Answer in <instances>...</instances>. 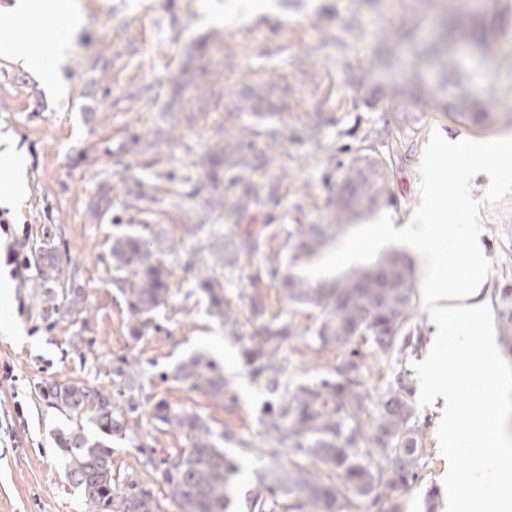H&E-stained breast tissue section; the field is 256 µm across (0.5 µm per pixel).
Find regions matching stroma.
<instances>
[{
    "instance_id": "obj_1",
    "label": "stroma",
    "mask_w": 512,
    "mask_h": 512,
    "mask_svg": "<svg viewBox=\"0 0 512 512\" xmlns=\"http://www.w3.org/2000/svg\"><path fill=\"white\" fill-rule=\"evenodd\" d=\"M84 19L74 49L62 65L65 92L49 93L43 83L0 59V142L16 143L26 165V193L7 209L26 235L15 244L27 260L22 273L0 264L10 298L0 304V512H84L69 486L55 443L58 429L71 427L67 415L42 400L41 382L86 381L112 395L133 392L139 405L125 435L112 439V475L120 491L160 479L162 461L184 452L189 442L179 429L151 419L154 403L199 416L221 448L239 466L235 512H251L250 493L270 463L265 423L276 403L249 365L245 352L259 337L251 303L263 300L267 317L293 322L298 330L277 353L290 388L335 377L342 353L320 350L312 330L319 311L287 300L269 269L299 274L308 265L295 247L308 225L329 223L330 202L354 149L369 139L389 153L399 134L406 145L393 164L391 205L384 211L405 221L419 204V165L431 131L446 139L485 140L512 135V97L497 101L500 117L478 129L449 121L431 105L417 103L402 116L376 106L371 88L347 83L348 72L377 67L384 35L413 29L400 46L397 78L408 77L416 45L442 30V12L423 0H254L244 12L240 0H73ZM483 58L461 55L474 96L496 79L512 59V22L495 29ZM288 80L287 99L270 93L263 117L240 113L250 88ZM326 123L314 137L304 127L315 113ZM244 124L261 132L275 128L280 143L268 149L255 138L261 167L245 171L255 184L280 181V206L256 205L240 224L267 225L268 244L241 257L224 272V291L241 313L236 332L210 316L198 273L188 266L193 242L183 226L196 219L205 199L222 198L227 184H214L197 162L225 133ZM157 182L155 199L134 196L139 183ZM108 191L109 212L94 216L89 202ZM481 242L493 270L486 286L496 339L512 362V215L495 220L481 210ZM164 225L171 241L161 256L170 273L171 296L157 309L147 333L132 335L125 294L110 247L114 235L150 239ZM57 258L62 283H43L37 267ZM417 346L395 340L385 352L361 344V390L368 417L398 373L413 375L434 341L428 314L415 302L403 329ZM229 349L232 362L215 356ZM205 356L223 374L225 398L191 389L176 380L180 362ZM129 365L133 380L116 376ZM443 399L416 408L424 437L416 484L399 492L402 512H446L442 477L446 462L436 431Z\"/></svg>"
}]
</instances>
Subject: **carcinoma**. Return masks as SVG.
I'll return each mask as SVG.
<instances>
[{"label": "carcinoma", "instance_id": "carcinoma-1", "mask_svg": "<svg viewBox=\"0 0 512 512\" xmlns=\"http://www.w3.org/2000/svg\"><path fill=\"white\" fill-rule=\"evenodd\" d=\"M462 38L441 36L425 43L416 51L415 61L434 60L443 67L458 54L461 40L476 50H488L482 26L462 28ZM411 81L381 85L377 101L386 108L407 114L414 101L431 96L424 91L420 72L411 73ZM457 95L455 102L447 99L436 102V111L448 118L484 125L492 123L498 113L490 104L499 95L498 87H490L488 95L479 99L471 94L469 78L460 71L452 73ZM254 136L268 139L267 148L278 142V130L266 133L253 125H243L237 134L224 135V143L209 149L201 164L219 161L228 170L252 169L264 157L252 154L246 144ZM393 157L375 155L369 146H361L345 169L340 192L331 201L332 220L328 224H311L299 249L312 255L336 231L366 210L379 206L389 194ZM230 185L239 188L234 198L225 200V210L242 215L252 205L261 202L262 187L242 181L237 175ZM206 221L185 224L183 231L193 240L192 264L200 265L199 288L208 296L211 314L226 327L240 322L239 312L224 296V282L216 275L217 266L234 268L241 254L260 250L268 225L237 236L227 230L221 233L220 245L213 243L215 233L199 238ZM170 238L159 233L149 241L132 234L116 235L111 245L115 269L129 277L119 278L122 291L129 294L128 311L132 333L143 334L152 322L151 314L166 303L171 286L170 274L158 254ZM215 258L210 268L205 254ZM64 270L56 263L38 267V276L45 282L62 279ZM284 293L288 301L304 308L321 310L324 321L316 330L321 348L332 347L345 354L336 378L324 379L315 385H301L288 397V386L282 385L280 370L264 362L256 369L267 375V388L280 397L279 408L268 416L267 431L273 441L285 437L294 439L288 449L290 466L269 469L252 496L257 512H274L279 497L295 496L294 512H351L353 501H361L365 512H401L398 500L390 492L407 488L418 477L417 461L424 451L421 429L417 426L412 404V388L404 374H399L383 400L378 417L366 421L364 395L360 390L361 357L357 346L370 342L380 350L390 347L410 318L415 295L414 273L411 264L400 253H390L375 265L354 270L327 284L313 287L307 281L285 276ZM294 326L288 321L266 322L261 327V340L248 350L250 363L272 357L291 336ZM178 378L191 382L198 391L221 394L224 379L213 372V366L200 358H191L176 368ZM40 395L65 414L78 418L86 415L94 431L84 427L60 429L55 437L57 448L64 458L65 475L75 488L86 512L112 504L117 491L112 478V437L127 430L125 413L118 410L110 394L88 383L60 384L42 382ZM158 422L184 432L190 443L188 451L172 460H163L162 472L167 498L176 512H228L233 502L235 476L239 472L236 460L213 440L211 429L200 418L173 410L158 401L151 410ZM309 439L304 443L303 439ZM368 451L361 453V444ZM154 490L145 487L122 497L124 512H152Z\"/></svg>", "mask_w": 512, "mask_h": 512}]
</instances>
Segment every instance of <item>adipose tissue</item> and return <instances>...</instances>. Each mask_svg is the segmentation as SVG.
I'll return each instance as SVG.
<instances>
[{"label": "adipose tissue", "instance_id": "adipose-tissue-1", "mask_svg": "<svg viewBox=\"0 0 512 512\" xmlns=\"http://www.w3.org/2000/svg\"><path fill=\"white\" fill-rule=\"evenodd\" d=\"M11 13L18 22L15 30H0V58L19 65L34 74L50 91H57L59 70L68 53L73 50L83 21L70 0H54L49 13H44L48 37L44 43L34 44L25 33L27 21L42 13L40 0H14Z\"/></svg>", "mask_w": 512, "mask_h": 512}]
</instances>
